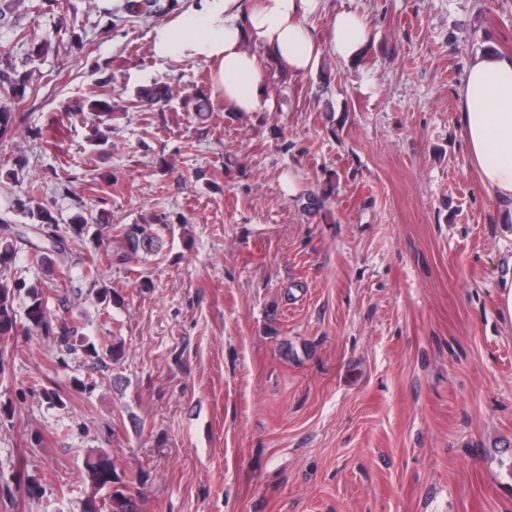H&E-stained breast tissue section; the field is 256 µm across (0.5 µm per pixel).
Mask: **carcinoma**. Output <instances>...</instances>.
I'll list each match as a JSON object with an SVG mask.
<instances>
[{
	"label": "carcinoma",
	"instance_id": "cac0c4a2",
	"mask_svg": "<svg viewBox=\"0 0 512 512\" xmlns=\"http://www.w3.org/2000/svg\"><path fill=\"white\" fill-rule=\"evenodd\" d=\"M26 86L17 80L0 79V91L23 103ZM21 112L0 110V137L10 133L15 126L23 123ZM23 212L35 220L33 224H17L8 213L0 214V369L3 368L4 354L9 352L8 338L16 331V310L14 302L20 293L28 299L25 312L26 332L50 333L52 324L43 293V284L19 282L7 276V270L16 256V244L24 241L28 245V258L40 265L57 282L72 277V267L68 262V239L81 237L95 231L101 235V229H92L88 220L79 215L76 223L62 229L54 224L50 212L43 207L25 208ZM126 250L117 255V260L139 252L157 253L162 248V239L158 231L150 224H134L123 232ZM101 257L94 253L88 255L81 264V278L97 289V300L103 313H108L109 304L119 305L122 297L112 288L101 284ZM81 347L85 355L93 360L101 356L109 357L113 362L124 358V347L119 342L108 344L98 338L83 339ZM105 452L98 451L90 455L84 467L85 479L97 490L109 492L112 512H140V492L135 490V478L122 479L117 469L102 464Z\"/></svg>",
	"mask_w": 512,
	"mask_h": 512
}]
</instances>
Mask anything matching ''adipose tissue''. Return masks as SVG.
Returning <instances> with one entry per match:
<instances>
[{
	"label": "adipose tissue",
	"instance_id": "1",
	"mask_svg": "<svg viewBox=\"0 0 512 512\" xmlns=\"http://www.w3.org/2000/svg\"><path fill=\"white\" fill-rule=\"evenodd\" d=\"M323 0H194L151 34L155 58L183 57L213 67V86L236 112H266L274 100L261 57L300 75L315 69L323 49L348 60L369 41L364 21L341 11L320 43L305 21ZM459 122L468 157L492 197L493 221L512 223V55L488 48L473 56L459 91Z\"/></svg>",
	"mask_w": 512,
	"mask_h": 512
}]
</instances>
